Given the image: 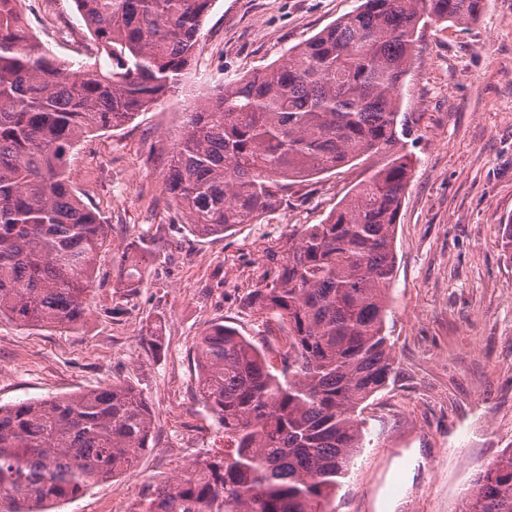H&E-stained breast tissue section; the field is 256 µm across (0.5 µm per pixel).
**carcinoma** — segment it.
<instances>
[{
    "mask_svg": "<svg viewBox=\"0 0 512 512\" xmlns=\"http://www.w3.org/2000/svg\"><path fill=\"white\" fill-rule=\"evenodd\" d=\"M0 0V319L66 330L87 309L107 225L67 175L89 133L122 125L180 81L214 0H74L97 49L74 69ZM485 0H361L290 47L283 63L228 79L185 113L163 191L192 232L222 234L273 207L286 181L365 156L385 163L319 224L269 254L275 278L246 305L288 336L282 370L235 329L194 346L200 401L224 454L198 459L133 512H335L363 427L357 409L393 366L385 334L394 236L413 157L399 91L420 22L467 25ZM145 255H123L136 283ZM148 402L112 384L0 405V512H50L135 466ZM460 512H512V450Z\"/></svg>",
    "mask_w": 512,
    "mask_h": 512,
    "instance_id": "carcinoma-1",
    "label": "carcinoma"
}]
</instances>
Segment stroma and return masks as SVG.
<instances>
[{"mask_svg": "<svg viewBox=\"0 0 512 512\" xmlns=\"http://www.w3.org/2000/svg\"><path fill=\"white\" fill-rule=\"evenodd\" d=\"M360 0H214L180 84L117 128L72 150L67 174L108 226L88 310L74 328L0 320V404L118 382L146 398L154 434L134 469L57 512H134L152 489L211 451L224 431L198 399L193 345L220 322L288 348L245 300L271 280L269 252L321 223L382 158L280 191L272 209L221 236L192 233L162 190L183 111L224 79L281 61L288 47ZM31 32L59 58L95 61L73 0H24ZM400 89L416 169L397 223L387 334L393 372L364 403V443L336 512H459L480 471L512 449V263L498 246L512 222V0H487L469 25L426 24ZM154 253L122 285L128 245Z\"/></svg>", "mask_w": 512, "mask_h": 512, "instance_id": "35a3bbf8", "label": "stroma"}]
</instances>
